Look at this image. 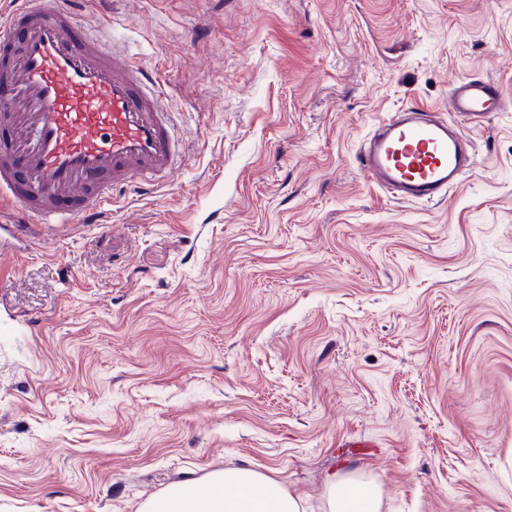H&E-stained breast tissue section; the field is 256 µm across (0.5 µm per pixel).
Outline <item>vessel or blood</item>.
<instances>
[{
    "instance_id": "obj_1",
    "label": "vessel or blood",
    "mask_w": 512,
    "mask_h": 512,
    "mask_svg": "<svg viewBox=\"0 0 512 512\" xmlns=\"http://www.w3.org/2000/svg\"><path fill=\"white\" fill-rule=\"evenodd\" d=\"M87 0H14L0 18V216L21 240L48 224H93L128 185L152 188L181 161L183 134L152 72L105 34L83 31ZM512 107L491 79L459 81L448 109L479 123ZM359 170L399 202L435 204L475 164L460 128L424 109L394 112L364 140Z\"/></svg>"
}]
</instances>
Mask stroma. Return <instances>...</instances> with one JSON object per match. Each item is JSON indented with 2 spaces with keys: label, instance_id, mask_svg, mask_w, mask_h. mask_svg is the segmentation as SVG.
Masks as SVG:
<instances>
[{
  "label": "stroma",
  "instance_id": "35a3bbf8",
  "mask_svg": "<svg viewBox=\"0 0 512 512\" xmlns=\"http://www.w3.org/2000/svg\"><path fill=\"white\" fill-rule=\"evenodd\" d=\"M173 177L0 249V512H139L230 466L324 512H512V108L438 204L356 153L455 80L512 88V0H108ZM373 444L353 457L348 442ZM336 479L328 485L327 509L328 512H379L378 499L360 493L362 487L352 485L344 493L338 492Z\"/></svg>",
  "mask_w": 512,
  "mask_h": 512
}]
</instances>
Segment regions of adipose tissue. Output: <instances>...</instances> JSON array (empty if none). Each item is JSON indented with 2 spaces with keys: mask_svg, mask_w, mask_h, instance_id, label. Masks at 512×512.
<instances>
[{
  "mask_svg": "<svg viewBox=\"0 0 512 512\" xmlns=\"http://www.w3.org/2000/svg\"><path fill=\"white\" fill-rule=\"evenodd\" d=\"M140 512H301V504L273 478L239 467L173 485Z\"/></svg>",
  "mask_w": 512,
  "mask_h": 512,
  "instance_id": "adipose-tissue-1",
  "label": "adipose tissue"
}]
</instances>
